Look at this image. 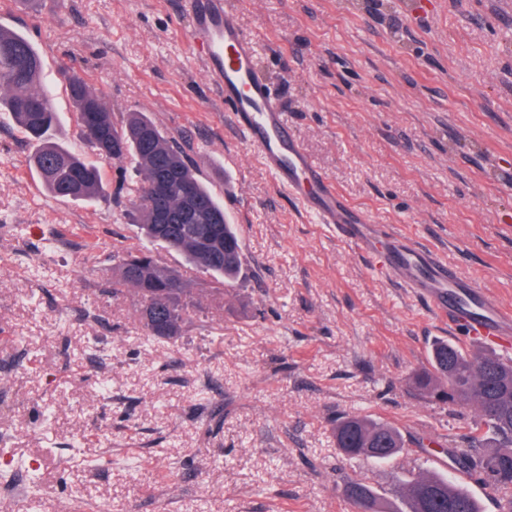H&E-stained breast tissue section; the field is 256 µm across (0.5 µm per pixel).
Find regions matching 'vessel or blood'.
Returning <instances> with one entry per match:
<instances>
[{
  "label": "vessel or blood",
  "mask_w": 512,
  "mask_h": 512,
  "mask_svg": "<svg viewBox=\"0 0 512 512\" xmlns=\"http://www.w3.org/2000/svg\"><path fill=\"white\" fill-rule=\"evenodd\" d=\"M185 38L203 59L208 81L224 95V112L276 185L319 223L377 259L382 273L424 300L466 340L512 351V308L502 305L433 250L374 223L319 171L257 62L259 36L239 19V0H183Z\"/></svg>",
  "instance_id": "vessel-or-blood-1"
}]
</instances>
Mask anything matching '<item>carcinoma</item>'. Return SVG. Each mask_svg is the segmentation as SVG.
<instances>
[{"instance_id":"obj_1","label":"carcinoma","mask_w":512,"mask_h":512,"mask_svg":"<svg viewBox=\"0 0 512 512\" xmlns=\"http://www.w3.org/2000/svg\"><path fill=\"white\" fill-rule=\"evenodd\" d=\"M42 60L24 35L0 33V115L17 126L31 148L30 166L55 197L74 201L105 199L107 184L100 168L54 140L61 122L40 75ZM73 118L94 154L104 160L134 161L142 182L131 190V208L145 239L210 273L219 284L237 278L242 259L239 237L224 213V205L203 184L178 143L167 137L143 112L126 123L112 120L87 82H68ZM169 184L166 219L160 221L150 198L153 183ZM190 186L191 202L181 196ZM120 282L134 289L141 302L146 335L173 339L180 335L186 312L181 299L187 288L178 272L161 263L149 248L119 257ZM430 368L415 374L412 385L435 401L450 406L473 403L478 419L463 437L462 448L448 450L454 470L472 475L486 494L504 500L512 512V359L493 353L472 354L444 340L431 345ZM333 437L348 458L386 462L405 447L395 427L361 415L336 419ZM346 498L358 512H386L371 486L355 479L346 484ZM406 512H482L479 501L445 473L407 481L403 487Z\"/></svg>"}]
</instances>
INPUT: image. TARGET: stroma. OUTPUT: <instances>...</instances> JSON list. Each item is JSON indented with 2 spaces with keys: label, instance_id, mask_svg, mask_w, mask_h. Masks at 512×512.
Listing matches in <instances>:
<instances>
[{
  "label": "stroma",
  "instance_id": "obj_1",
  "mask_svg": "<svg viewBox=\"0 0 512 512\" xmlns=\"http://www.w3.org/2000/svg\"><path fill=\"white\" fill-rule=\"evenodd\" d=\"M258 64L305 151L377 223L436 250L512 306V0H252ZM37 46L60 143L91 156L67 78L114 120L146 113L186 152L242 244L224 288L187 281L170 341H145L120 287L145 246L126 214L129 163L101 162L110 198L53 197L0 125V512H355L360 479L390 506L475 419L408 383L449 334L372 259L280 190L224 119L181 36L180 0H0ZM112 392L102 395L103 385ZM398 428L390 463L350 460L333 420Z\"/></svg>",
  "mask_w": 512,
  "mask_h": 512
}]
</instances>
